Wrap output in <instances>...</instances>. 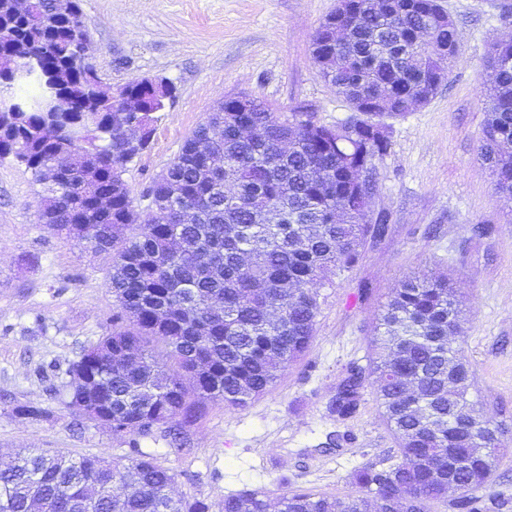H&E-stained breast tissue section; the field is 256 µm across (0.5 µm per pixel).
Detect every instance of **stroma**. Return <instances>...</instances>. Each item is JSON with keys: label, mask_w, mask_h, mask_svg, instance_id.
Returning <instances> with one entry per match:
<instances>
[{"label": "stroma", "mask_w": 512, "mask_h": 512, "mask_svg": "<svg viewBox=\"0 0 512 512\" xmlns=\"http://www.w3.org/2000/svg\"><path fill=\"white\" fill-rule=\"evenodd\" d=\"M499 0H439L454 20L460 51L431 100L391 120L390 150L375 162L374 215L388 233L321 290L314 338L272 390L236 409L207 405L185 430L189 451L168 453L163 430L143 450L176 475V493L224 498L245 489L270 505L296 489L333 498L355 494V471L397 460L374 376L357 414L339 422L326 406L345 367L368 365L383 305L408 276L447 274L462 301L456 341L472 364L468 397L503 434L497 464L479 489L487 512H512V201L498 198L479 157L492 47L512 40ZM337 0H81L91 62L104 87L143 78L172 84L149 147L123 178L139 220L144 191L219 101L250 96L276 112H311L325 125L350 114L318 74L311 41ZM39 187L17 162L0 161V461L20 448L72 456L122 457L127 440L102 423L72 428L60 394L83 348L106 334L114 299L109 255L65 240L41 224ZM45 408L39 418L18 406ZM346 438L325 448L328 433Z\"/></svg>", "instance_id": "stroma-1"}]
</instances>
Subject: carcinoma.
<instances>
[{
	"label": "carcinoma",
	"mask_w": 512,
	"mask_h": 512,
	"mask_svg": "<svg viewBox=\"0 0 512 512\" xmlns=\"http://www.w3.org/2000/svg\"><path fill=\"white\" fill-rule=\"evenodd\" d=\"M344 27L338 42L331 28ZM87 29L80 0H33L18 15L0 0V160L12 158L41 188L42 223L112 257V330L80 353L69 373L91 381L84 421L112 418V436L166 427L170 451L209 403L243 407L268 392L309 348L321 306L317 285L358 263L387 232L367 220L375 160L390 148L387 121L426 104L432 74L459 50L437 0H338L316 31L320 77L349 104L336 126L289 115L244 95L224 100L146 190L139 224L127 165L150 143L157 105L139 80L102 96L76 61ZM448 46L431 56L420 32ZM27 83L35 92L19 96ZM479 153L497 194L512 199V42L493 48ZM71 112H51L55 94ZM138 123L143 141L125 131ZM67 156L61 168L57 158ZM461 301L443 274L407 277L374 327L377 400L401 460L364 466L358 494L284 496L280 512H429L448 484L469 487L460 512H483L476 492L493 471L500 428L468 399L470 363L457 346ZM365 368L350 364L328 412L357 413ZM125 459L74 458L24 448L0 466V512H210L173 493L176 474L129 441ZM256 490L224 497V512H268Z\"/></svg>",
	"instance_id": "carcinoma-1"
}]
</instances>
